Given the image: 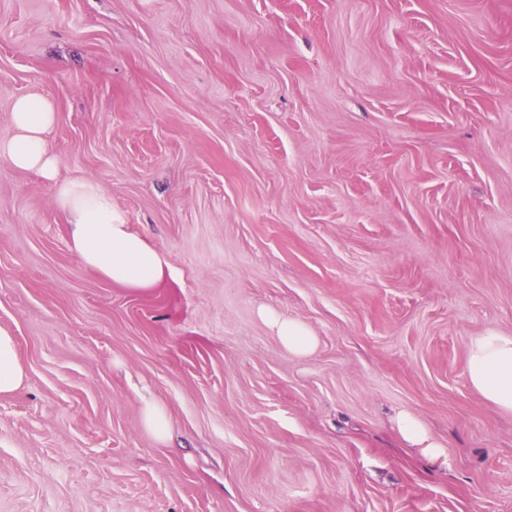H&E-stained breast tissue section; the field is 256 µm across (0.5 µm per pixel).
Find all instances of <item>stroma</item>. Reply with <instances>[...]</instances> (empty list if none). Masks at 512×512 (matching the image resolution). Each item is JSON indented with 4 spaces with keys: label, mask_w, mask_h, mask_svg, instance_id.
<instances>
[{
    "label": "stroma",
    "mask_w": 512,
    "mask_h": 512,
    "mask_svg": "<svg viewBox=\"0 0 512 512\" xmlns=\"http://www.w3.org/2000/svg\"><path fill=\"white\" fill-rule=\"evenodd\" d=\"M30 93L59 179L101 182L177 278L82 268L51 184L0 159L29 372L0 512H512V415L466 378L469 337L512 334V0H0V140ZM261 317L290 355L296 358H306L317 348V337L311 328L302 321L273 309L262 310ZM141 418L144 429L157 441L168 439L172 429V421L165 405L153 394L141 398ZM395 426L406 442L421 448L429 459L436 460L443 455L444 444L431 434L424 421L413 412L400 410L395 418Z\"/></svg>",
    "instance_id": "35a3bbf8"
}]
</instances>
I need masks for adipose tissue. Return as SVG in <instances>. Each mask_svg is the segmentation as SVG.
Masks as SVG:
<instances>
[{
  "label": "adipose tissue",
  "instance_id": "1",
  "mask_svg": "<svg viewBox=\"0 0 512 512\" xmlns=\"http://www.w3.org/2000/svg\"><path fill=\"white\" fill-rule=\"evenodd\" d=\"M57 119L54 103L35 93L17 97L11 110L15 133L0 140V158L13 168L30 171L51 182L57 201L68 218L70 248L82 267L123 288L147 292L175 278L176 270L162 252L131 231L126 215L112 202L109 191L97 180H58V155L49 143ZM263 321L288 353L311 355L318 339L309 326L272 309L261 312ZM469 385L500 411L512 414V335L490 328L466 343ZM28 378L17 353L14 336L0 328V395L22 388ZM395 426L409 444L435 460L444 445L416 414L399 411Z\"/></svg>",
  "mask_w": 512,
  "mask_h": 512
}]
</instances>
